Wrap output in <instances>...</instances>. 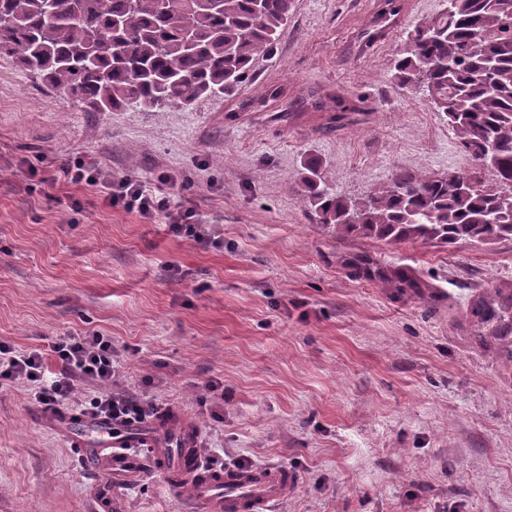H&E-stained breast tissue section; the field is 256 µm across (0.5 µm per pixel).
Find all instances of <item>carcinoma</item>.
<instances>
[{"label":"carcinoma","mask_w":512,"mask_h":512,"mask_svg":"<svg viewBox=\"0 0 512 512\" xmlns=\"http://www.w3.org/2000/svg\"><path fill=\"white\" fill-rule=\"evenodd\" d=\"M293 0H0V57L93 112L188 106L229 95L268 55L288 24ZM381 0L374 27L398 14ZM393 78L445 114L467 173L395 170L360 199L320 188V162L304 167L302 201L340 239L438 247L512 240V0H450V8L406 32ZM495 155L492 181L481 161ZM363 276L396 294L422 284L405 269L364 259ZM472 314L482 344L508 347L512 293L478 295Z\"/></svg>","instance_id":"1"}]
</instances>
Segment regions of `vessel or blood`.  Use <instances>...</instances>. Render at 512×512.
Wrapping results in <instances>:
<instances>
[{
    "mask_svg": "<svg viewBox=\"0 0 512 512\" xmlns=\"http://www.w3.org/2000/svg\"><path fill=\"white\" fill-rule=\"evenodd\" d=\"M66 421L71 446L80 456L98 461L97 479L101 484L147 467L165 474V467L157 463V451L144 456L134 454L136 439L128 437L123 428L112 424L111 420H92L70 413ZM199 444L198 429L186 432L182 478L177 482L167 481L166 486L174 491L189 490L201 512H271L274 503L286 497L292 487L291 475L278 465L222 470L203 468Z\"/></svg>",
    "mask_w": 512,
    "mask_h": 512,
    "instance_id": "vessel-or-blood-1",
    "label": "vessel or blood"
}]
</instances>
